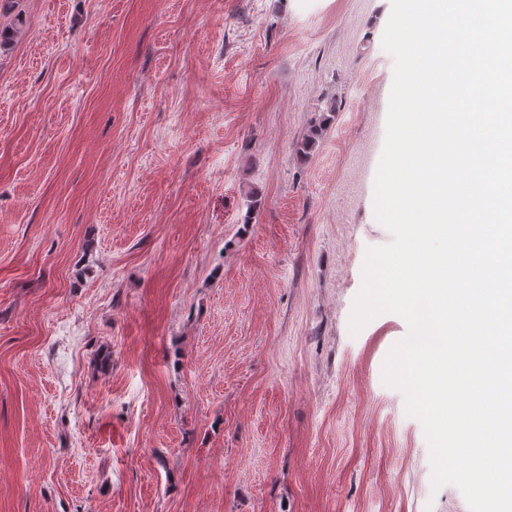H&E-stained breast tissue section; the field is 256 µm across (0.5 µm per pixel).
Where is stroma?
I'll use <instances>...</instances> for the list:
<instances>
[{
	"label": "stroma",
	"instance_id": "obj_1",
	"mask_svg": "<svg viewBox=\"0 0 512 512\" xmlns=\"http://www.w3.org/2000/svg\"><path fill=\"white\" fill-rule=\"evenodd\" d=\"M390 12L0 11V512H470L382 380L405 320L348 326L390 237Z\"/></svg>",
	"mask_w": 512,
	"mask_h": 512
}]
</instances>
